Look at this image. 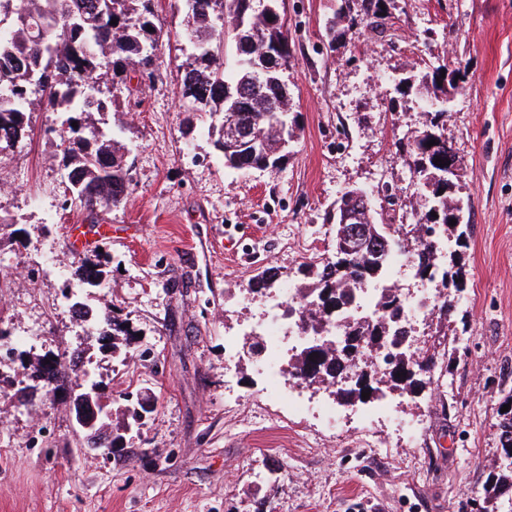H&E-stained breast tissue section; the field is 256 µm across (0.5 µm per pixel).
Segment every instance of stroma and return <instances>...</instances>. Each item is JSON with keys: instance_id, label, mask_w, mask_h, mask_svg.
Masks as SVG:
<instances>
[{"instance_id": "35a3bbf8", "label": "stroma", "mask_w": 512, "mask_h": 512, "mask_svg": "<svg viewBox=\"0 0 512 512\" xmlns=\"http://www.w3.org/2000/svg\"><path fill=\"white\" fill-rule=\"evenodd\" d=\"M361 0H278L293 58L282 79L297 137L276 167L237 171L201 117L180 110L191 52L181 0H153L165 32L132 134L125 206L62 209L65 171L53 127L35 112L22 147L0 153V211L17 236L0 239V329L31 358L75 350L103 383L111 425L123 396L149 391L156 410L109 458L80 455L69 404L20 407L24 372L0 361V512H483L502 457L499 414L512 389V0H387L380 29L357 17ZM459 68L445 134L470 200L458 317L429 333L436 356L455 346L450 373L397 390L410 436L372 431L384 454L361 447L354 407L343 430L321 419L263 422L265 380L240 361L236 401L224 400V338L257 321L268 270L290 288L304 257L289 248L320 235L332 252L329 212L350 187L370 190L386 224L418 218L413 164L402 144L426 121L392 77L440 64ZM397 191L396 205L382 200ZM95 243L74 254L70 226ZM104 254L111 274L89 297L131 330L115 348L75 333L62 287L79 257Z\"/></svg>"}]
</instances>
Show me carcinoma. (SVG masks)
I'll return each instance as SVG.
<instances>
[{
	"instance_id": "cac0c4a2",
	"label": "carcinoma",
	"mask_w": 512,
	"mask_h": 512,
	"mask_svg": "<svg viewBox=\"0 0 512 512\" xmlns=\"http://www.w3.org/2000/svg\"><path fill=\"white\" fill-rule=\"evenodd\" d=\"M186 24L183 39L193 52L183 76L185 112H202L210 119L208 135L230 169H259L266 162L281 160L297 129L289 112L288 92L280 78V67L292 57L288 29L277 0H182ZM151 0H0V144L20 146L30 129L27 114L43 106L63 114L55 132L62 145V163L67 170L68 193L63 205H77L93 214L100 207L125 206L130 166L129 149L123 143L126 123L115 121L105 129L94 114L118 111L123 99L134 96L130 88L114 84L102 86L98 76L108 71H137L151 77L156 50L164 37L154 22ZM117 20L112 25L110 21ZM232 34L234 51L228 52L226 34ZM457 69L444 64L432 74H412L395 81L423 102L429 124L406 144L414 157L416 194L425 212L416 222L419 235L408 238L393 224H380L373 210H362L359 202H349V223L338 224L336 240L357 236L379 250L365 255L357 251L339 265L338 258L307 265L309 283L300 289L299 327L331 325L336 298L356 296L357 288L376 279L395 252L413 264L416 276L436 288L440 318L454 309L455 297L463 283L461 249L467 246L470 225L452 219L464 214L469 199L456 194V183L448 181V167L433 163L448 160V137L444 118L448 98L456 88ZM238 107L235 120L227 111ZM77 126H72V123ZM248 138V151L237 148L235 138ZM435 141L429 147L427 143ZM454 239L448 265L439 260L441 240ZM106 260L84 259L76 270L78 287L98 288L105 281ZM68 304L85 319L97 341H113L129 335L123 321L110 307L93 309L81 294L63 287ZM381 314L371 321H344L362 343V354L390 363L388 389L418 385L420 376L438 368L433 354L415 357L404 348L406 334L399 333L403 312L401 295L385 289L378 303ZM21 363L29 365L38 380L42 398L55 400L57 393L73 390V385L94 384L87 369L66 355L52 365L26 361L28 351L11 348ZM289 375L312 384L336 382L347 368L336 364L333 351L324 349L312 356L304 350ZM500 443L506 464L494 485V498L506 496L512 505V408L500 414Z\"/></svg>"
}]
</instances>
